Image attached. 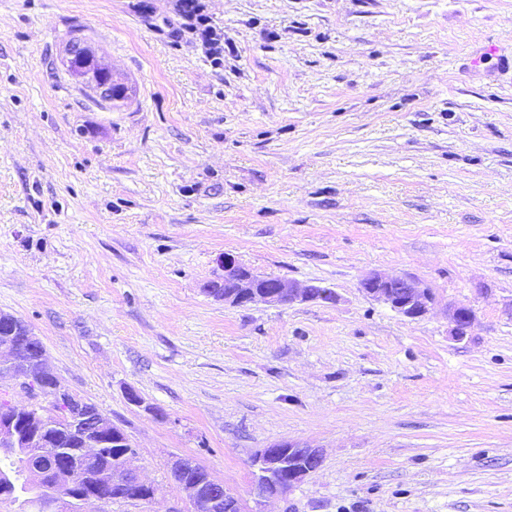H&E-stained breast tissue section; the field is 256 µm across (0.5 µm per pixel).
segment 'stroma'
Segmentation results:
<instances>
[{
	"label": "stroma",
	"mask_w": 512,
	"mask_h": 512,
	"mask_svg": "<svg viewBox=\"0 0 512 512\" xmlns=\"http://www.w3.org/2000/svg\"><path fill=\"white\" fill-rule=\"evenodd\" d=\"M176 4L0 0V312L136 448L156 495L111 512H191L177 457L247 512H512V0H203L218 63ZM226 254L337 299L225 306ZM288 440L323 463L256 504ZM71 75L81 78L82 81L91 87L98 83V71L101 68L95 56L71 58L66 64ZM96 91L103 99L111 102L112 100L113 102L128 101L133 98L134 93L132 87L124 83L117 81L112 83V74L107 81L102 80L100 84L96 85ZM396 288L400 289L399 293ZM360 291L409 319L424 317L435 303V296L427 286L406 277L385 273H372L363 278ZM448 319L452 325L451 336L457 342H462L470 336L475 323L473 308L464 302L448 306ZM299 449L304 450L303 458L297 452ZM322 461L323 455L319 448L301 445L295 441L288 440L263 448L255 453L249 462L254 495L259 499L282 496L317 471ZM285 472L289 478L286 489L278 482L279 476Z\"/></svg>",
	"instance_id": "stroma-1"
}]
</instances>
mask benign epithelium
Segmentation results:
<instances>
[{
	"label": "benign epithelium",
	"instance_id": "obj_1",
	"mask_svg": "<svg viewBox=\"0 0 512 512\" xmlns=\"http://www.w3.org/2000/svg\"><path fill=\"white\" fill-rule=\"evenodd\" d=\"M224 269V280L233 285V291L224 294V304L230 307H244L256 303L287 305L295 302L318 299L316 286H300L286 278H274L268 289L259 288L266 277L254 273L234 257L226 254L218 259ZM360 291L365 296L387 305L397 314L418 319L427 315L435 303L430 288L420 282L402 276L372 273L360 282ZM451 336L462 342L470 336L475 323L473 308L464 302L448 306ZM37 337L12 314L0 312V374L17 381L25 390L36 385L39 376L46 373L45 349L35 348ZM54 395L65 405L63 425L83 438L80 453L92 457L100 453L104 445L111 443L115 436L112 420L91 402L73 394L55 379L52 386ZM48 415V411L37 404L9 403L0 410V447L22 446L33 448L38 455H50L57 451V443L45 430L22 429L27 421L35 422ZM323 461L319 448L302 445L295 441L281 442L263 448L250 458L253 476V492L259 499L279 497L300 485L317 471ZM288 473V487L278 482L279 476ZM25 486L38 492H47L49 512H88L92 505L103 510L112 503L109 488L115 484L138 490L141 501L154 497L152 483L144 479L137 466L130 464L126 469L105 475L101 482L91 485L87 476L77 467L65 472V480L53 482L47 475L32 468L18 473ZM183 498L195 512H243L242 501L235 493L214 478L194 477L179 484Z\"/></svg>",
	"mask_w": 512,
	"mask_h": 512
}]
</instances>
